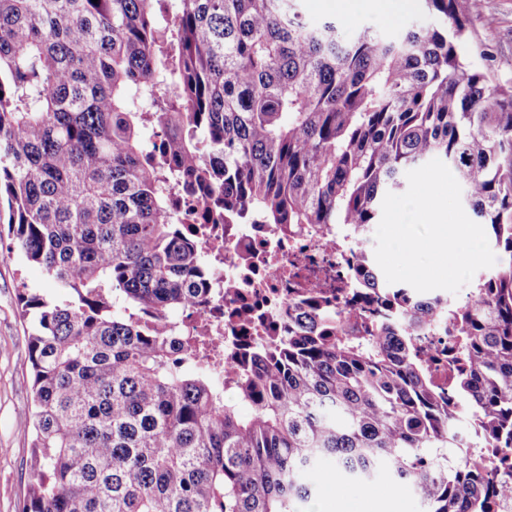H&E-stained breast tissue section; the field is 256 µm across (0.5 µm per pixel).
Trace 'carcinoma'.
Returning a JSON list of instances; mask_svg holds the SVG:
<instances>
[{
  "label": "carcinoma",
  "mask_w": 512,
  "mask_h": 512,
  "mask_svg": "<svg viewBox=\"0 0 512 512\" xmlns=\"http://www.w3.org/2000/svg\"><path fill=\"white\" fill-rule=\"evenodd\" d=\"M300 2L0 0V223L67 296L20 294L22 512H301L331 458L361 486L388 471L423 512H512V86L467 62L469 0L353 38ZM434 158L499 256L443 301L448 389L409 286L362 274L358 247L356 297L403 325L302 295L236 365L234 404L216 369L174 363L160 321L207 295L178 225L340 224L355 243Z\"/></svg>",
  "instance_id": "carcinoma-1"
}]
</instances>
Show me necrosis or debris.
Here are the masks:
<instances>
[{
    "label": "necrosis or debris",
    "mask_w": 512,
    "mask_h": 512,
    "mask_svg": "<svg viewBox=\"0 0 512 512\" xmlns=\"http://www.w3.org/2000/svg\"><path fill=\"white\" fill-rule=\"evenodd\" d=\"M186 231L210 267L212 304L204 311L184 309L165 327L176 338L172 355L181 363L198 359L185 337L212 348L225 392L237 390L238 373L230 365L243 343L255 348L267 337L287 335L288 303L298 290L326 298L332 310L397 318L396 311L352 302L339 225L190 224Z\"/></svg>",
    "instance_id": "4bbe7bcc"
}]
</instances>
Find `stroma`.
I'll return each mask as SVG.
<instances>
[{"instance_id": "obj_1", "label": "stroma", "mask_w": 512, "mask_h": 512, "mask_svg": "<svg viewBox=\"0 0 512 512\" xmlns=\"http://www.w3.org/2000/svg\"><path fill=\"white\" fill-rule=\"evenodd\" d=\"M306 20L315 26L335 22L347 35L366 28L394 33L423 24L419 0L399 9L396 16L367 9L348 19L330 7L328 0H303ZM472 34L482 43L489 58L485 67L494 82L512 84V0H471ZM31 288L51 299L63 294L40 266L26 261L10 238L0 239V512H21L30 481L32 463L31 428L28 406L31 365L28 336L31 316L19 303L22 288ZM319 500L337 499L347 512H420L411 488L396 485L390 475L379 473L369 486L348 481L333 460L320 468Z\"/></svg>"}]
</instances>
